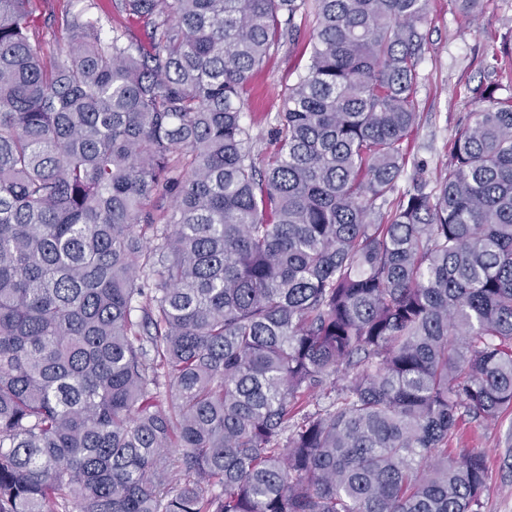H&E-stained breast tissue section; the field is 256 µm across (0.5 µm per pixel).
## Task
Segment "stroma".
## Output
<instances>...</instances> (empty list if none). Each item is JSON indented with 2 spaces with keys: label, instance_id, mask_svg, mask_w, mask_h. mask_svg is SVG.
<instances>
[{
  "label": "stroma",
  "instance_id": "35a3bbf8",
  "mask_svg": "<svg viewBox=\"0 0 512 512\" xmlns=\"http://www.w3.org/2000/svg\"><path fill=\"white\" fill-rule=\"evenodd\" d=\"M79 4L103 22L123 20L117 0H33L31 27L45 52L62 46L65 21ZM422 28L428 40L418 68L419 118L411 154L424 163L426 177L433 180L448 162V142L459 119L480 105L472 88L495 81L485 71L484 59L501 34L512 29V0H482L473 13L461 10L456 0H432ZM300 59V45L282 43L250 80L245 110L258 149L273 146L270 126L261 115L277 111ZM459 436V447L484 452L489 460L490 489L483 512H512V412L492 425L463 422Z\"/></svg>",
  "mask_w": 512,
  "mask_h": 512
}]
</instances>
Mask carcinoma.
Masks as SVG:
<instances>
[{
	"instance_id": "carcinoma-1",
	"label": "carcinoma",
	"mask_w": 512,
	"mask_h": 512,
	"mask_svg": "<svg viewBox=\"0 0 512 512\" xmlns=\"http://www.w3.org/2000/svg\"><path fill=\"white\" fill-rule=\"evenodd\" d=\"M120 2L145 38L83 9L48 58L0 0V512H482L449 443L512 411V95L431 182L430 0ZM302 39L298 45L289 44L284 40L278 49L273 50L263 65L254 72L246 95L245 121L251 118L253 132L256 138V149L268 151L274 148L271 139L270 125L262 121L261 115L265 112H276L280 104V96L285 92L288 84L295 79L294 66L300 62ZM254 123V124H253Z\"/></svg>"
}]
</instances>
